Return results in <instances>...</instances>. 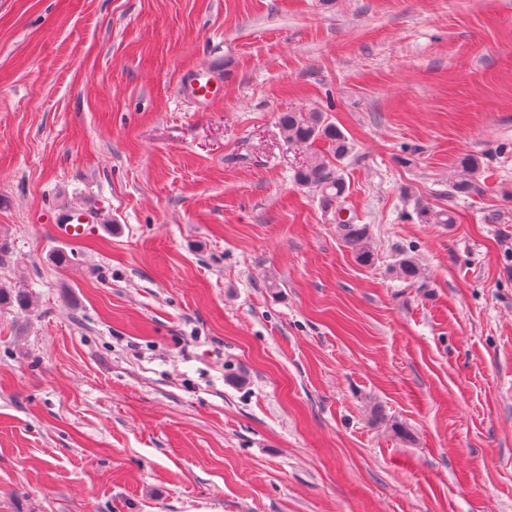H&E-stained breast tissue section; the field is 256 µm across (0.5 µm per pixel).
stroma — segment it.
I'll list each match as a JSON object with an SVG mask.
<instances>
[{
  "label": "stroma",
  "instance_id": "1",
  "mask_svg": "<svg viewBox=\"0 0 512 512\" xmlns=\"http://www.w3.org/2000/svg\"><path fill=\"white\" fill-rule=\"evenodd\" d=\"M1 231L0 512H512V0H0ZM222 85L215 76L213 68L208 66L204 72H199L189 83V94L196 100H208L215 95ZM283 137L296 147L311 148L321 140L327 146L311 154L294 172L297 185L316 191L321 202L332 208L336 204V229L344 245L351 249L363 265L375 261L370 248V231L366 224H356L355 218L343 207L347 184L339 174L337 163L352 151V142L345 133L322 112H283L278 116ZM336 163V167H335ZM345 215V217L342 216ZM482 164V157L469 154L462 157L457 163L455 179L451 184L454 195H465L476 188L474 177ZM62 224H56L55 231L68 238H84L91 234L93 226L88 224V216L82 211L69 210L58 216ZM413 248L399 252V258L393 266V272L402 281L415 283L421 278L422 268L413 255ZM0 305L17 306L20 309H27L30 305L29 292L20 285L0 284Z\"/></svg>",
  "mask_w": 512,
  "mask_h": 512
}]
</instances>
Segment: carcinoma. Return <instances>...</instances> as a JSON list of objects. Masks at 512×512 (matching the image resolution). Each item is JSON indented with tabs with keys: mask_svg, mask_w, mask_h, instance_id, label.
<instances>
[{
	"mask_svg": "<svg viewBox=\"0 0 512 512\" xmlns=\"http://www.w3.org/2000/svg\"><path fill=\"white\" fill-rule=\"evenodd\" d=\"M278 125L288 143L301 148H311L321 140L326 149L311 154L294 172L297 185L316 191L323 205L336 207V229L344 245L351 249L356 259L363 265L375 261L370 248V231L366 224L355 223V218L347 214L343 199L347 184L339 174L335 164L347 157L352 151V142L345 133L321 112H282L278 116ZM482 164V157L469 154L457 163L455 179L451 191L455 195L471 193L476 188L474 177ZM422 220L427 224H451L450 211L423 210ZM393 272L402 281L414 283L421 278L422 268L413 255V249L402 250L393 266ZM0 305L16 306L26 309L30 305L29 292L21 286L0 284Z\"/></svg>",
	"mask_w": 512,
	"mask_h": 512,
	"instance_id": "cac0c4a2",
	"label": "carcinoma"
}]
</instances>
